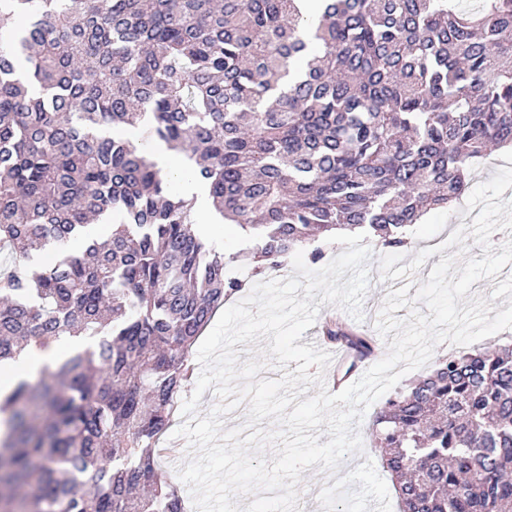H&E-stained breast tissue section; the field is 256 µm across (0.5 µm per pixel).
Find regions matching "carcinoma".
I'll return each instance as SVG.
<instances>
[{"label": "carcinoma", "mask_w": 512, "mask_h": 512, "mask_svg": "<svg viewBox=\"0 0 512 512\" xmlns=\"http://www.w3.org/2000/svg\"><path fill=\"white\" fill-rule=\"evenodd\" d=\"M108 127L110 136L98 131ZM189 162L254 262L356 229L408 244L512 147V0H0V362L86 336L0 395V512H184L160 437L191 348L239 291L194 202L124 131ZM107 238L66 246L94 220ZM324 338L356 358L369 329ZM402 512H512V349L444 357L374 419Z\"/></svg>", "instance_id": "cac0c4a2"}]
</instances>
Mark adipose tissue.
<instances>
[{
    "mask_svg": "<svg viewBox=\"0 0 512 512\" xmlns=\"http://www.w3.org/2000/svg\"><path fill=\"white\" fill-rule=\"evenodd\" d=\"M89 340L83 336H64L44 344L31 343L18 361L0 365V389H8L22 377L37 376L43 367H57L67 357L83 350Z\"/></svg>",
    "mask_w": 512,
    "mask_h": 512,
    "instance_id": "ef3b65f1",
    "label": "adipose tissue"
}]
</instances>
